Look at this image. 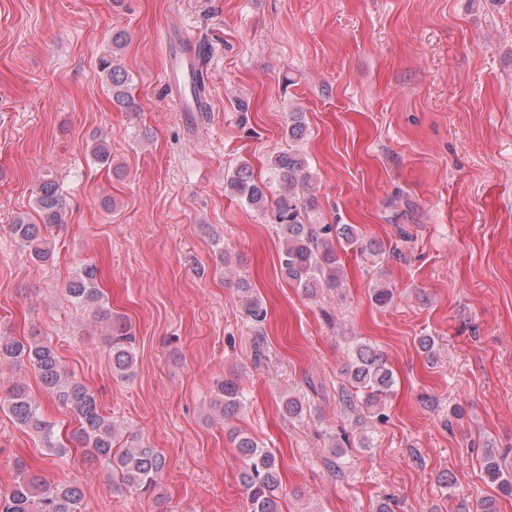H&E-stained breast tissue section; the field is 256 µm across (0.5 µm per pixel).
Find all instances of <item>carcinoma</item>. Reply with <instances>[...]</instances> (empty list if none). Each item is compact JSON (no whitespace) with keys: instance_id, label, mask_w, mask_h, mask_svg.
<instances>
[{"instance_id":"obj_1","label":"carcinoma","mask_w":512,"mask_h":512,"mask_svg":"<svg viewBox=\"0 0 512 512\" xmlns=\"http://www.w3.org/2000/svg\"><path fill=\"white\" fill-rule=\"evenodd\" d=\"M126 45L125 34L112 33V50L99 59L113 104L127 112L137 110V104L128 92L129 73L116 63V56ZM285 138L292 147L276 152L270 159V180L255 179L250 166L240 163L225 178L226 190L246 206L264 211L267 208L271 185L279 187L275 219L282 237L279 256L280 272L284 278L314 297L324 290L340 286V266L334 243L349 247L364 246L373 255L382 253L375 242L359 243L351 224H315L310 212L314 207L313 175L307 158L294 144L307 135V125L301 112L288 113ZM39 223L19 217L11 229L20 243L40 261L50 257L51 248L42 236L40 225L62 224L66 220L67 202L59 185L44 180L36 196ZM98 270L85 266L66 287L68 300L88 309L100 321L112 323V372L121 378L134 375L136 356L133 336L122 322H112V312L102 301L96 286ZM246 318L254 325L264 322L266 310L257 298H250L245 307ZM27 363L47 394L70 409L78 421L72 438L87 449L88 459L112 471V492L131 489L147 492L153 489L165 470L166 458L140 439L125 448L114 447L116 425L112 417L101 409L96 396L72 375L65 372L50 343L27 342L0 336V364ZM348 385L338 392L339 400L349 410L365 409L381 415L382 403L390 393L394 380L386 361L368 344L358 342L351 351L347 369ZM244 403L243 392L231 380L217 384L213 407L226 417ZM8 411L14 423L39 438L43 448L54 455L67 452L59 440L54 424L46 420L36 401L25 386L11 388ZM283 415L290 420H302L307 412L305 398L288 394L282 400ZM236 448L243 459L240 482L248 494L250 512H278V494L281 481L275 454L259 445L247 434L235 435ZM483 468L499 492L512 496V475L503 471L498 454L489 449L483 457ZM82 492L76 485H50L40 474L19 468L13 485L0 489V512H78Z\"/></svg>"}]
</instances>
